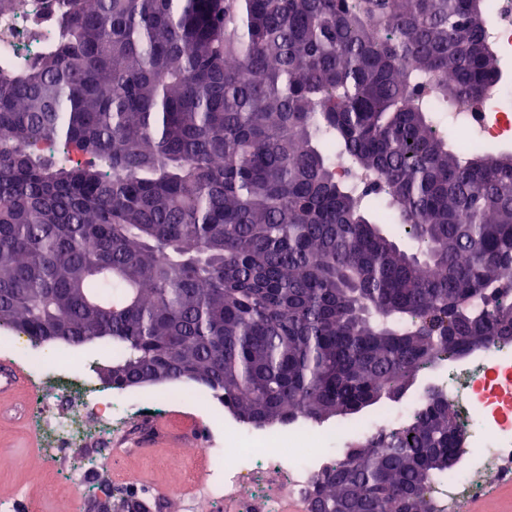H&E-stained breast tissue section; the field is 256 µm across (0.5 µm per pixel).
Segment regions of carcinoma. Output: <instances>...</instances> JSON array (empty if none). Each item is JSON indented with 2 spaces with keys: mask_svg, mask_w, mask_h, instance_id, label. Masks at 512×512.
<instances>
[{
  "mask_svg": "<svg viewBox=\"0 0 512 512\" xmlns=\"http://www.w3.org/2000/svg\"><path fill=\"white\" fill-rule=\"evenodd\" d=\"M51 2L45 49L0 66V327L103 346L120 391L200 384L255 428L360 416L512 339V152L436 130L507 79L494 0ZM455 426L428 391L311 512H436Z\"/></svg>",
  "mask_w": 512,
  "mask_h": 512,
  "instance_id": "carcinoma-1",
  "label": "carcinoma"
}]
</instances>
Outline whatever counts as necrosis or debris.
<instances>
[{
    "label": "necrosis or debris",
    "mask_w": 512,
    "mask_h": 512,
    "mask_svg": "<svg viewBox=\"0 0 512 512\" xmlns=\"http://www.w3.org/2000/svg\"><path fill=\"white\" fill-rule=\"evenodd\" d=\"M50 21V0H19L18 9L0 23V44L7 45L12 64H24L42 52V36ZM444 118L466 133L459 150L473 143H512V106L448 112ZM438 370L437 377L423 380L399 401L354 424L328 428L304 420L289 424V440L313 441L315 451L307 457L285 455L270 434L239 427L223 443L209 441V453L224 458L223 474L217 478L209 473L195 480L185 512H201L209 503L221 512H290L294 507L309 512L315 476L343 456L350 439L404 423L431 388L445 394L466 433L459 464L431 489L447 512H459L465 500L489 493L490 477L512 475V341L448 358ZM114 395L113 389L101 390L92 403L77 400L64 389L54 396L40 395L31 417L45 437L48 479L69 477L67 453L76 446H90L96 462L107 461L109 442L121 437L128 421L113 410ZM84 416L95 419L94 432L77 427V419Z\"/></svg>",
    "instance_id": "1"
}]
</instances>
